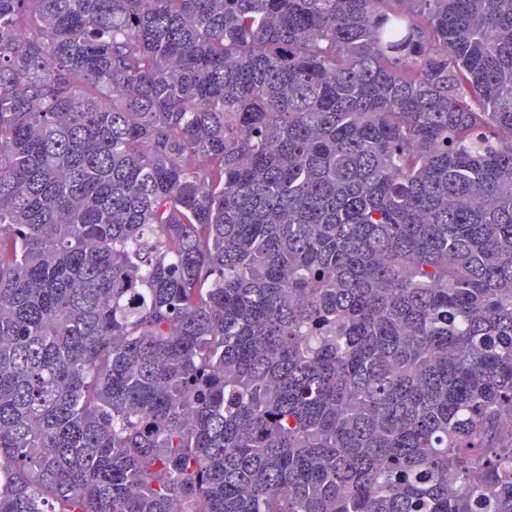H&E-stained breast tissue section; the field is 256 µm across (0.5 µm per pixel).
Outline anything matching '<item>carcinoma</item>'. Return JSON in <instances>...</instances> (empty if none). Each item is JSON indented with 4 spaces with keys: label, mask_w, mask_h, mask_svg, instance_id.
<instances>
[{
    "label": "carcinoma",
    "mask_w": 512,
    "mask_h": 512,
    "mask_svg": "<svg viewBox=\"0 0 512 512\" xmlns=\"http://www.w3.org/2000/svg\"><path fill=\"white\" fill-rule=\"evenodd\" d=\"M512 0H0V512H512Z\"/></svg>",
    "instance_id": "obj_1"
}]
</instances>
